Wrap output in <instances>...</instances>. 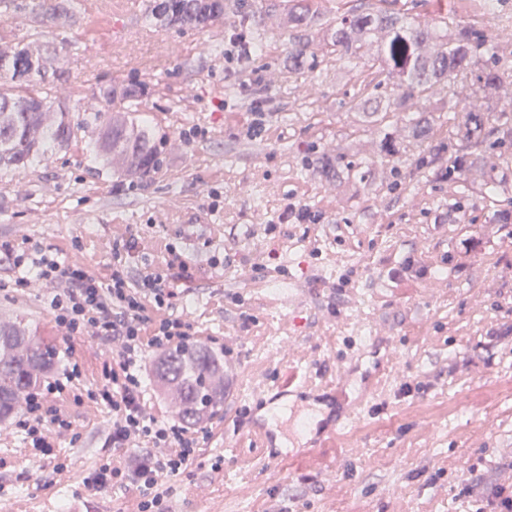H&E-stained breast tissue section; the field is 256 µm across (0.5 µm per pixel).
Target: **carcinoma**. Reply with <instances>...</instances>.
<instances>
[{
	"mask_svg": "<svg viewBox=\"0 0 512 512\" xmlns=\"http://www.w3.org/2000/svg\"><path fill=\"white\" fill-rule=\"evenodd\" d=\"M81 0H37L31 14L40 25L70 24ZM240 24L255 17L253 0H234ZM226 0H148L145 20L151 28L203 30L224 21ZM324 41L337 57L374 52L384 85L396 92L394 111L411 112L418 103H433V91L458 78L476 74L492 92L512 93V70L499 66L498 43L473 28L450 27L437 32L429 22H399L374 8L345 17L327 29ZM56 50L40 37L12 41L0 50V171L24 172L65 147L75 131L92 134L91 151L102 169L138 181L148 178L162 162L165 138L133 108L148 93L147 86L129 81L104 83L92 96L106 111L92 109L78 123L51 95L46 71ZM493 102L478 116L454 113L459 136L454 164L448 173L461 172L485 149L481 128L496 136L493 145L512 149V123L500 121ZM60 363V349L36 334L22 316L0 320V424L17 416L29 395ZM224 351L185 341L162 352L153 371L155 385L176 388L181 398L177 416L197 426L224 408Z\"/></svg>",
	"mask_w": 512,
	"mask_h": 512,
	"instance_id": "1",
	"label": "carcinoma"
}]
</instances>
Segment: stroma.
<instances>
[{
    "mask_svg": "<svg viewBox=\"0 0 512 512\" xmlns=\"http://www.w3.org/2000/svg\"><path fill=\"white\" fill-rule=\"evenodd\" d=\"M112 2L84 0L74 23L44 29L61 58L49 80L76 120L96 83L146 84L137 108L166 136L164 162L143 182L112 175L78 132L35 169L0 172V242L100 280L118 244L133 284L164 266V244L181 254L187 275L166 312L191 324L192 341L223 349L244 400L194 427L197 456L173 482L172 512H491L490 491L512 486V159L490 147L451 179L415 167L455 142L449 114H482L481 90L442 89L424 138L391 116L400 153L385 157L372 58H336L318 36L363 0H308L316 18L302 28L256 0L262 44L229 58L232 16L202 31L153 29L146 0H124L118 43ZM506 4L492 15L482 0H396L389 12L498 35L507 68ZM292 204L320 222L294 223ZM36 276L0 258V314L25 316L82 377L50 402L68 424L53 455L33 456L16 422L0 424V512H137L135 491L85 485L127 458L109 441L111 408L91 396L118 350L63 335L56 286L15 285ZM292 288L303 291L295 303ZM289 378L315 398L283 402L287 455L275 459L242 419L247 399ZM338 391L362 401L361 420L305 450L296 421L323 419ZM464 478L476 496H460Z\"/></svg>",
    "mask_w": 512,
    "mask_h": 512,
    "instance_id": "stroma-1",
    "label": "stroma"
}]
</instances>
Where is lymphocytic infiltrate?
Returning a JSON list of instances; mask_svg holds the SVG:
<instances>
[{
	"instance_id": "obj_1",
	"label": "lymphocytic infiltrate",
	"mask_w": 512,
	"mask_h": 512,
	"mask_svg": "<svg viewBox=\"0 0 512 512\" xmlns=\"http://www.w3.org/2000/svg\"><path fill=\"white\" fill-rule=\"evenodd\" d=\"M0 254L19 267L34 264L40 279L61 285V293L51 302L61 332L87 333L119 346L118 356L106 372L108 383L99 396L112 409V445L130 452L132 463L127 467L103 463L89 478V485L132 488L139 494V512H170L171 482L193 463L196 439L185 428L159 420L148 410L142 395L140 363L147 352L181 343L190 334L189 323L168 316L156 319L145 312L146 299L161 307L174 297V273L186 271V263L172 257L165 267L147 272L133 286L124 274L122 254L117 249L112 252V274L106 282L89 278L80 267L61 266L45 255L30 259L26 250L9 243L0 244ZM79 377V367L71 366L28 397L27 416L20 427L35 455H52L55 443L49 429L66 425L61 418L48 417L47 398L74 387Z\"/></svg>"
}]
</instances>
